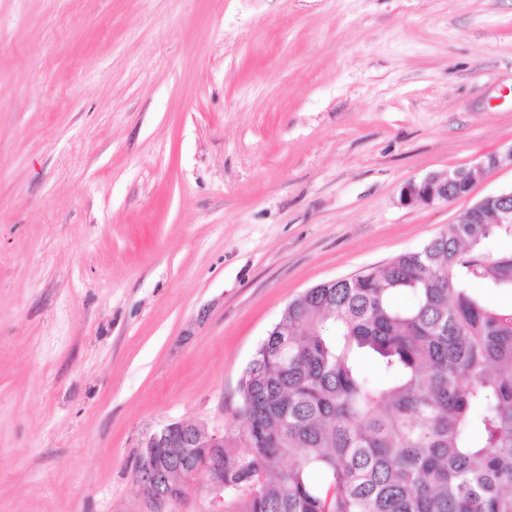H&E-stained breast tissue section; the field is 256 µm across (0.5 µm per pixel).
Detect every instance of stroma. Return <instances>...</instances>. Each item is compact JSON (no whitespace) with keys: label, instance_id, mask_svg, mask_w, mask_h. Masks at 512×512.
Masks as SVG:
<instances>
[{"label":"stroma","instance_id":"35a3bbf8","mask_svg":"<svg viewBox=\"0 0 512 512\" xmlns=\"http://www.w3.org/2000/svg\"><path fill=\"white\" fill-rule=\"evenodd\" d=\"M509 146L512 0H0V512H143L144 436L234 430L288 303ZM502 165H510L512 167V146L502 152H495L485 156L477 163L469 167H459L449 169L446 178L429 174L420 180H410L405 183L400 190V201L403 205L418 206H434L439 203H449L460 197L470 194L476 182L488 170L496 169ZM468 184V192L463 186L451 184ZM448 185H451L448 188ZM449 199L450 197H454Z\"/></svg>","mask_w":512,"mask_h":512}]
</instances>
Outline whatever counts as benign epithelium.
<instances>
[{
  "mask_svg": "<svg viewBox=\"0 0 512 512\" xmlns=\"http://www.w3.org/2000/svg\"><path fill=\"white\" fill-rule=\"evenodd\" d=\"M502 165L512 166V146L485 156L469 167L448 170L445 178L429 174L410 180L400 190V201L411 207L434 206L448 202V186L468 184L473 188L488 170ZM204 450L206 464L183 481L173 473L181 469L180 460L190 459ZM145 504V512H168L167 507L198 489L224 492V436L203 433V426L192 421H172L148 434L141 443L139 462L133 473Z\"/></svg>",
  "mask_w": 512,
  "mask_h": 512,
  "instance_id": "1",
  "label": "benign epithelium"
}]
</instances>
